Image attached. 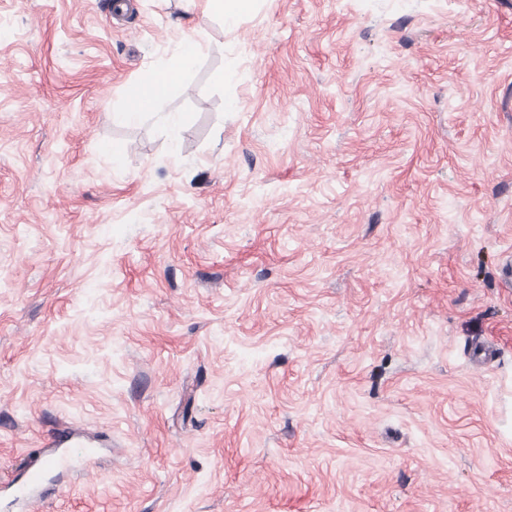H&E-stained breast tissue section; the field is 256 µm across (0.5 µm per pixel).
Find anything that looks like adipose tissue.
Instances as JSON below:
<instances>
[{
    "label": "adipose tissue",
    "instance_id": "obj_1",
    "mask_svg": "<svg viewBox=\"0 0 512 512\" xmlns=\"http://www.w3.org/2000/svg\"><path fill=\"white\" fill-rule=\"evenodd\" d=\"M201 49L202 45L198 42L184 44L164 70L133 83L132 89L139 95L141 105L131 110V117L135 118L141 113L148 112L160 120H168L169 115L166 111L168 97L181 77L193 67Z\"/></svg>",
    "mask_w": 512,
    "mask_h": 512
}]
</instances>
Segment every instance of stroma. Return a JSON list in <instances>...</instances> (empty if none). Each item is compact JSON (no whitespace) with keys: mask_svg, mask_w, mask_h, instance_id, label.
Instances as JSON below:
<instances>
[{"mask_svg":"<svg viewBox=\"0 0 512 512\" xmlns=\"http://www.w3.org/2000/svg\"><path fill=\"white\" fill-rule=\"evenodd\" d=\"M112 2L0 0V482L67 424L28 512H512V0ZM201 49L202 45L199 42L184 44L164 70L152 74L143 81L133 83L128 88V95L136 91L141 99V105L126 113V116L136 118L143 112H150L160 120L169 121L174 130L177 121L170 120L166 111L168 97L181 77L193 67Z\"/></svg>","mask_w":512,"mask_h":512,"instance_id":"stroma-1","label":"stroma"}]
</instances>
